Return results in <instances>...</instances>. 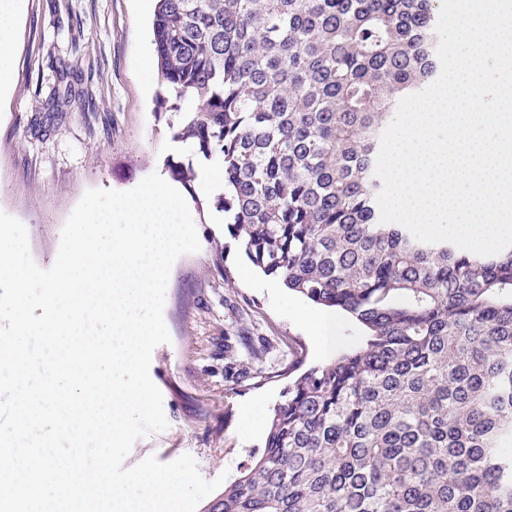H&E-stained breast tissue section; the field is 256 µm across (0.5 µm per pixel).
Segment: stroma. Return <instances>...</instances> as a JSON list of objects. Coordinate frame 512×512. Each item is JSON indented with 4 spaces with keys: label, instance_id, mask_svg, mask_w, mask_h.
<instances>
[{
    "label": "stroma",
    "instance_id": "obj_1",
    "mask_svg": "<svg viewBox=\"0 0 512 512\" xmlns=\"http://www.w3.org/2000/svg\"><path fill=\"white\" fill-rule=\"evenodd\" d=\"M156 0H23L11 94L0 103V211L27 228L30 253L53 265L62 228L90 189L127 191L168 159L186 160L172 138L154 60ZM181 192L198 252L174 263L163 311L171 341L152 354L150 377L163 395L166 430L135 442L127 465L188 454L203 478L238 475L262 451L269 420L301 366L359 346L363 329L335 312L321 344L304 318L309 303L247 258L197 185ZM263 342L258 371L241 379V335ZM260 404L251 432L244 414Z\"/></svg>",
    "mask_w": 512,
    "mask_h": 512
}]
</instances>
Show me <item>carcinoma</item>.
<instances>
[{
  "label": "carcinoma",
  "mask_w": 512,
  "mask_h": 512,
  "mask_svg": "<svg viewBox=\"0 0 512 512\" xmlns=\"http://www.w3.org/2000/svg\"><path fill=\"white\" fill-rule=\"evenodd\" d=\"M437 10L158 0L159 108L192 156L168 174L219 165L214 206L250 261L366 333L289 381L204 512H512V248L419 242L375 200L381 133L438 68Z\"/></svg>",
  "instance_id": "carcinoma-1"
}]
</instances>
